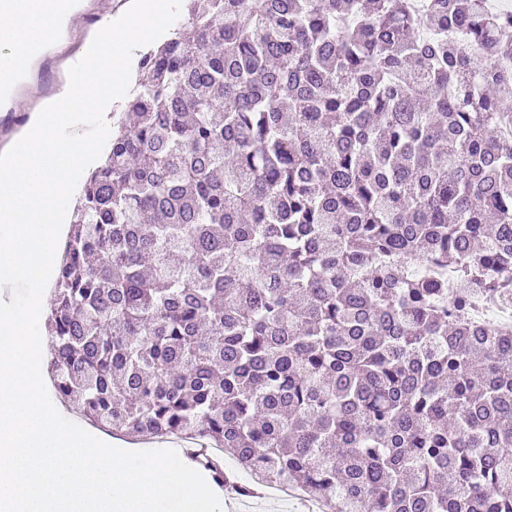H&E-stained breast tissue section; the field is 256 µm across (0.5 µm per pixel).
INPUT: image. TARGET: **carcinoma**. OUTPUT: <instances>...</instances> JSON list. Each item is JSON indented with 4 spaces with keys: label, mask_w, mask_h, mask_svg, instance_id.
Returning <instances> with one entry per match:
<instances>
[{
    "label": "carcinoma",
    "mask_w": 512,
    "mask_h": 512,
    "mask_svg": "<svg viewBox=\"0 0 512 512\" xmlns=\"http://www.w3.org/2000/svg\"><path fill=\"white\" fill-rule=\"evenodd\" d=\"M183 2L72 210L55 397L326 512H512V332L470 319L512 295V12Z\"/></svg>",
    "instance_id": "1"
}]
</instances>
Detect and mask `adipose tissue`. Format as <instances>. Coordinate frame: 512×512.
Wrapping results in <instances>:
<instances>
[{"label": "adipose tissue", "instance_id": "adipose-tissue-1", "mask_svg": "<svg viewBox=\"0 0 512 512\" xmlns=\"http://www.w3.org/2000/svg\"><path fill=\"white\" fill-rule=\"evenodd\" d=\"M56 18L53 0H0V80L17 68L22 47L46 41Z\"/></svg>", "mask_w": 512, "mask_h": 512}]
</instances>
